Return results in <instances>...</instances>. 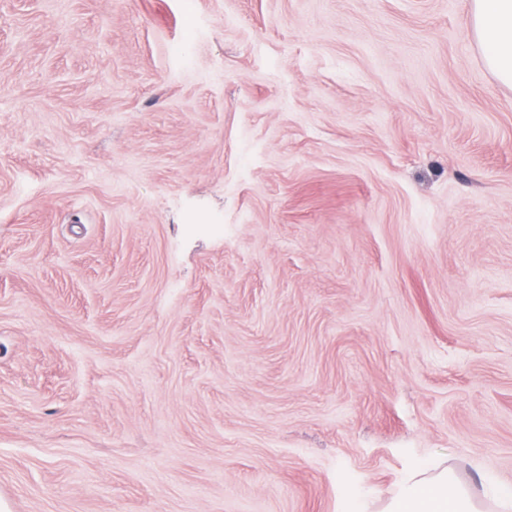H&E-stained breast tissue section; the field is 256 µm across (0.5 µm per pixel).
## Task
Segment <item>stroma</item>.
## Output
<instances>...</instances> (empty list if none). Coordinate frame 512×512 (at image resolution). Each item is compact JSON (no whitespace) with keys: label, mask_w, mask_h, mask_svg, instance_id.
Wrapping results in <instances>:
<instances>
[{"label":"stroma","mask_w":512,"mask_h":512,"mask_svg":"<svg viewBox=\"0 0 512 512\" xmlns=\"http://www.w3.org/2000/svg\"><path fill=\"white\" fill-rule=\"evenodd\" d=\"M470 0H0V505L512 489V89Z\"/></svg>","instance_id":"35a3bbf8"}]
</instances>
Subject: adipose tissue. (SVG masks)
<instances>
[{
  "label": "adipose tissue",
  "instance_id": "adipose-tissue-1",
  "mask_svg": "<svg viewBox=\"0 0 512 512\" xmlns=\"http://www.w3.org/2000/svg\"><path fill=\"white\" fill-rule=\"evenodd\" d=\"M470 33L488 70L512 88V0H471ZM479 491L448 468H415L380 512H480Z\"/></svg>",
  "mask_w": 512,
  "mask_h": 512
}]
</instances>
